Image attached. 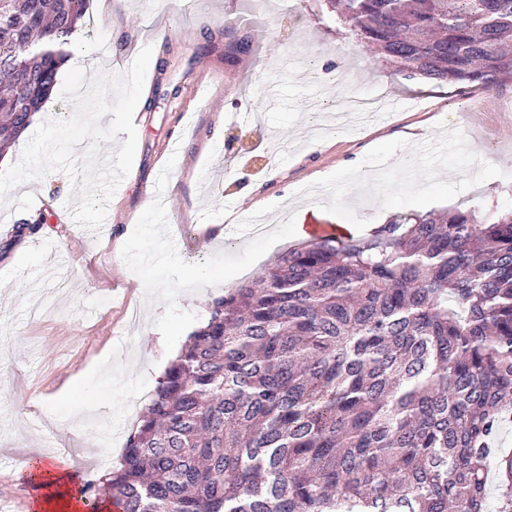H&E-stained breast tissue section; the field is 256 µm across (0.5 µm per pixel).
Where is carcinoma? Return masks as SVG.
I'll return each instance as SVG.
<instances>
[{
	"mask_svg": "<svg viewBox=\"0 0 512 512\" xmlns=\"http://www.w3.org/2000/svg\"><path fill=\"white\" fill-rule=\"evenodd\" d=\"M89 0H0V150ZM404 80H512V0H327ZM512 210L397 213L214 298L108 480L116 512H512Z\"/></svg>",
	"mask_w": 512,
	"mask_h": 512,
	"instance_id": "obj_1",
	"label": "carcinoma"
}]
</instances>
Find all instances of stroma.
<instances>
[{
    "instance_id": "1",
    "label": "stroma",
    "mask_w": 512,
    "mask_h": 512,
    "mask_svg": "<svg viewBox=\"0 0 512 512\" xmlns=\"http://www.w3.org/2000/svg\"><path fill=\"white\" fill-rule=\"evenodd\" d=\"M147 29L134 170L105 235L67 223L23 239L26 214L0 207V512H31L15 465L46 451L108 501L128 434L210 301L304 242L297 209L317 205L314 223L356 237L368 216L512 209L511 82L402 79L324 0H89L87 73L126 71ZM168 84L178 96L156 100ZM348 86L387 88L392 106L345 122L336 102ZM404 154L412 168L396 166ZM71 192L49 174L30 212H65ZM257 221L273 234L252 235ZM196 268L205 282H190Z\"/></svg>"
}]
</instances>
